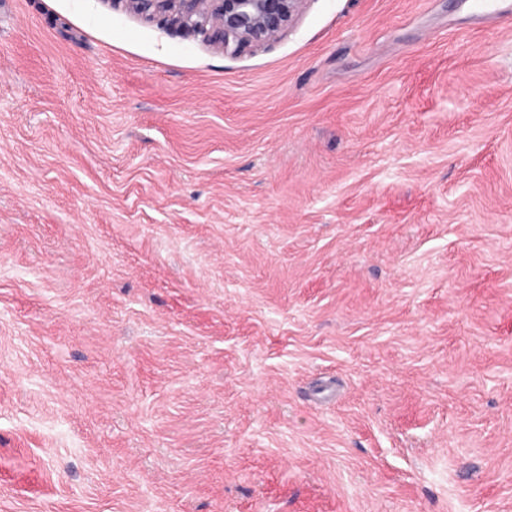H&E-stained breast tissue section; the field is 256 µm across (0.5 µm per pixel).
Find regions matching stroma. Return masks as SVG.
I'll return each mask as SVG.
<instances>
[{"label": "stroma", "instance_id": "obj_1", "mask_svg": "<svg viewBox=\"0 0 512 512\" xmlns=\"http://www.w3.org/2000/svg\"><path fill=\"white\" fill-rule=\"evenodd\" d=\"M0 512H512V0H0ZM112 9L157 17L214 38L224 54L272 46L288 30L304 0H106Z\"/></svg>", "mask_w": 512, "mask_h": 512}]
</instances>
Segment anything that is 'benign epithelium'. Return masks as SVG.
<instances>
[{
    "label": "benign epithelium",
    "mask_w": 512,
    "mask_h": 512,
    "mask_svg": "<svg viewBox=\"0 0 512 512\" xmlns=\"http://www.w3.org/2000/svg\"><path fill=\"white\" fill-rule=\"evenodd\" d=\"M114 9L157 17L215 39L224 53L272 46L288 30L305 0H108Z\"/></svg>",
    "instance_id": "obj_1"
}]
</instances>
